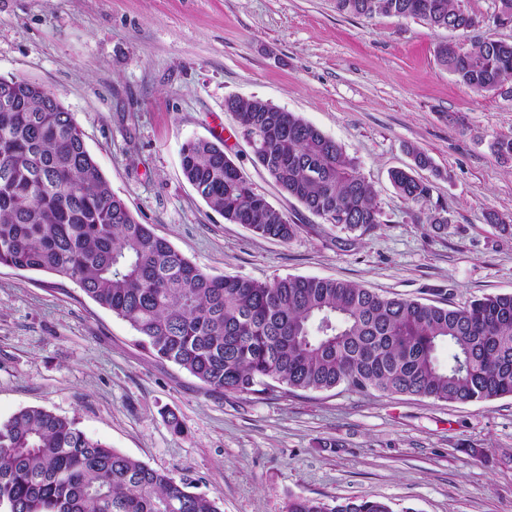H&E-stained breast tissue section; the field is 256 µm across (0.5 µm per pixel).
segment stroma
I'll list each match as a JSON object with an SVG mask.
<instances>
[{"instance_id":"35a3bbf8","label":"stroma","mask_w":512,"mask_h":512,"mask_svg":"<svg viewBox=\"0 0 512 512\" xmlns=\"http://www.w3.org/2000/svg\"><path fill=\"white\" fill-rule=\"evenodd\" d=\"M421 21L369 20L335 0H0V76L43 84L136 220L214 275L310 276L460 308L512 293V101L480 96L436 61L451 39ZM298 113L356 158L379 226L339 233L280 194L252 161L230 98ZM191 138L222 141L298 233L226 221L184 178ZM434 168L411 208L388 173ZM448 224L428 219L438 208ZM72 281L0 267V422L26 407L76 418L91 438L215 496L220 512H287L298 496L378 499L393 512H512V396L452 404L330 391H211L139 344ZM178 426H171L170 417Z\"/></svg>"}]
</instances>
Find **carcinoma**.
Returning <instances> with one entry per match:
<instances>
[{"instance_id":"obj_1","label":"carcinoma","mask_w":512,"mask_h":512,"mask_svg":"<svg viewBox=\"0 0 512 512\" xmlns=\"http://www.w3.org/2000/svg\"><path fill=\"white\" fill-rule=\"evenodd\" d=\"M356 18H415L463 34L480 16L454 0H336ZM438 63L484 96L512 80V41L483 38L466 52L441 41ZM14 109L0 107V266L66 278L140 335L154 357L186 370L206 388L264 394L361 391L409 394L448 403L512 395V294L461 308L387 298L351 283L288 276L262 283L212 275L140 224L86 148L72 113L51 91L16 79ZM240 130L256 135V165L281 193L341 232L380 224L376 190L342 146L294 112L266 100L232 98ZM512 161V138L490 143ZM414 167L389 178L408 203L433 186L415 175L432 166L409 149ZM183 175L224 219L288 242L297 225L257 193L224 146L182 144ZM448 345V362L439 360ZM7 512H219L214 497L89 438L73 418L39 407L0 423V507ZM288 512H393L381 500L331 505L296 497Z\"/></svg>"}]
</instances>
